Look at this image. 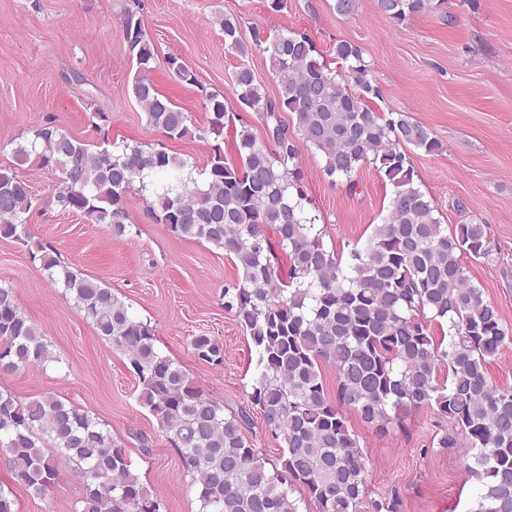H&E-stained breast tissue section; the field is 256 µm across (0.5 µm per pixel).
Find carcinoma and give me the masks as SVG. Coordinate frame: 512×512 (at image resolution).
Returning a JSON list of instances; mask_svg holds the SVG:
<instances>
[{
  "mask_svg": "<svg viewBox=\"0 0 512 512\" xmlns=\"http://www.w3.org/2000/svg\"><path fill=\"white\" fill-rule=\"evenodd\" d=\"M446 0H375L385 19L405 20L445 7ZM224 49L243 59L230 78L238 108L257 112L273 146L258 142L243 122L233 130L237 160L224 155L229 114L224 95L205 94L209 117L198 130L189 113L158 91L151 79L156 51L141 20H123L124 40L136 64L132 93L147 122L170 140L212 137L206 177L184 176L186 162L159 144L104 141L101 149L76 140L49 118L13 149L14 166L0 167V238L29 245L52 285L64 288L96 334L122 353L137 379V400L156 420L196 486L199 512H299L298 489L316 512H394L396 503L369 493L365 458L346 412L377 434L415 411L431 409L452 424L440 448L464 442L479 480L476 512H512V388L489 378L488 367L512 342V324L471 281L464 259L491 255L487 225L435 217L420 188L408 149L427 154L442 143L400 112L382 115L359 46L340 40L336 74L304 33L242 37L238 18H216ZM265 55L278 84L266 94L244 62ZM170 72L194 85L183 60L166 58ZM292 116V125L281 120ZM317 152L331 181L356 186L354 175L372 163L392 186L389 212L347 261L326 249L321 217L306 208L300 157ZM35 166L61 174L56 201L114 237L125 223L130 191L147 176L166 180L157 195L160 220L178 237L204 240L233 259L237 277L224 289V309L249 335L256 376L250 405L267 432L284 443L277 463L248 439L244 408L222 406L158 349L155 329L137 318L112 288L77 274L53 250L33 240V197L15 171ZM447 325L438 341L431 325ZM195 354L224 365V345L193 338ZM56 360L44 331L21 309L16 288L0 284V375ZM330 364L336 399L320 372ZM446 368L445 380L439 370ZM0 445L14 481L37 496L61 468L79 469L83 490L76 512H163V503L134 470L120 443L89 412L53 395L22 400L0 391Z\"/></svg>",
  "mask_w": 512,
  "mask_h": 512,
  "instance_id": "cac0c4a2",
  "label": "carcinoma"
}]
</instances>
